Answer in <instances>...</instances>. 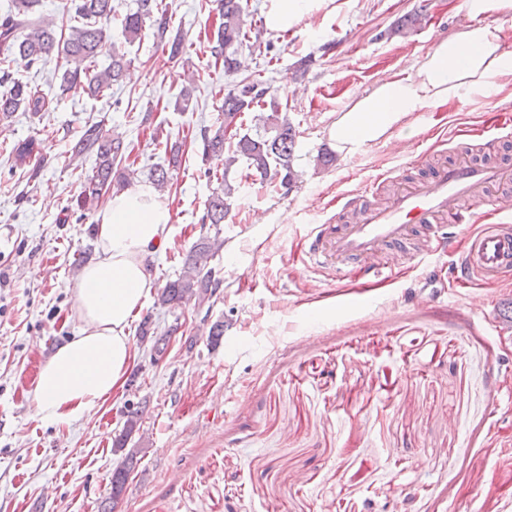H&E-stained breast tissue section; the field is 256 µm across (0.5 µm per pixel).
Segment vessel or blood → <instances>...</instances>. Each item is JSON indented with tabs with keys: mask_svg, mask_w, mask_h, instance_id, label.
<instances>
[{
	"mask_svg": "<svg viewBox=\"0 0 512 512\" xmlns=\"http://www.w3.org/2000/svg\"><path fill=\"white\" fill-rule=\"evenodd\" d=\"M495 146V139L488 136L476 144L457 145L451 164L392 193L381 204L368 201L378 189L374 182L346 194L343 205L355 210L357 219L349 224L311 225L306 234L311 265L335 270L356 262L366 275L385 278L386 250L407 249L420 230L424 238L415 257L425 259L446 246L447 223H471L474 209L485 206L499 221L466 238L459 273L490 281L511 278L512 225L507 218L512 215V167L476 160Z\"/></svg>",
	"mask_w": 512,
	"mask_h": 512,
	"instance_id": "1",
	"label": "vessel or blood"
}]
</instances>
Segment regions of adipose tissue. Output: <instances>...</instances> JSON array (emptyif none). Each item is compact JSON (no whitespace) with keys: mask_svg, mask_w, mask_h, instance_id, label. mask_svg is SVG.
Returning a JSON list of instances; mask_svg holds the SVG:
<instances>
[{"mask_svg":"<svg viewBox=\"0 0 512 512\" xmlns=\"http://www.w3.org/2000/svg\"><path fill=\"white\" fill-rule=\"evenodd\" d=\"M269 31L277 33L319 14L335 0H264ZM468 18L433 44L410 74L393 73L355 97L325 128L337 152L352 157L411 128L426 107L491 96L512 83V0H461ZM171 212L149 182L115 194L98 216L99 252L84 266L77 288L78 332L42 366L34 387L36 414L47 423H76L123 386L134 359L129 324L154 292L149 264L165 244Z\"/></svg>","mask_w":512,"mask_h":512,"instance_id":"ef3b65f1","label":"adipose tissue"}]
</instances>
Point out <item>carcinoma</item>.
Listing matches in <instances>:
<instances>
[{
	"label": "carcinoma",
	"instance_id": "1",
	"mask_svg": "<svg viewBox=\"0 0 512 512\" xmlns=\"http://www.w3.org/2000/svg\"><path fill=\"white\" fill-rule=\"evenodd\" d=\"M39 0H8L5 10L0 12V61L6 63L19 56L31 67L42 68L56 57L64 71L60 90L67 92L75 87L83 89L93 97L104 92L122 79L128 60L125 53L113 48L111 62L102 70L96 68L97 57L106 43V27L111 21V0H72L75 16L81 25L60 28L45 22L41 15L33 12ZM159 11L158 0H136V7L121 20V35L125 42L132 43L141 38L146 22L156 25L157 40L169 48V58L175 59L182 53L184 38L180 34L167 36L168 26L155 17ZM218 26L210 47L215 63L223 66L224 75L231 77L239 71L236 58L239 47L246 40L242 0H217ZM268 88L258 81L242 80L225 96L215 122L201 129L203 157L224 159V172L238 160L244 159L248 166L265 181L279 182V186L290 192L297 186L298 173L294 168L296 130L288 115L281 112L275 98H270L268 114L257 116L259 131L238 137L230 156H225L227 131L237 126L241 114L253 105L264 102ZM53 99L38 86L29 82L13 80L0 92V120L12 117L22 110L44 114L51 110ZM128 146L122 137H111L98 124L87 128L74 147V156H91L94 166L81 185L77 207L90 210L113 187L120 190L131 184L130 174L118 169L125 157ZM16 160L24 164L42 157L41 142L29 138L15 148ZM178 163V155L172 154L169 167L155 164L148 176L152 184L163 189L170 181V168ZM237 187L229 180H223L220 187L205 202L202 223L218 226L224 223L229 212V201ZM221 247L216 237H202L184 257L176 279L167 282L162 289L158 304L162 307L179 305L195 299L202 303L215 293L218 284L214 280L213 268L209 263ZM147 402L127 410L124 432L117 441L122 448L132 434L139 430L142 412ZM134 454L126 456L123 465L112 471L110 484L112 496L108 507L101 512H114L118 500L126 489Z\"/></svg>",
	"mask_w": 512,
	"mask_h": 512
}]
</instances>
